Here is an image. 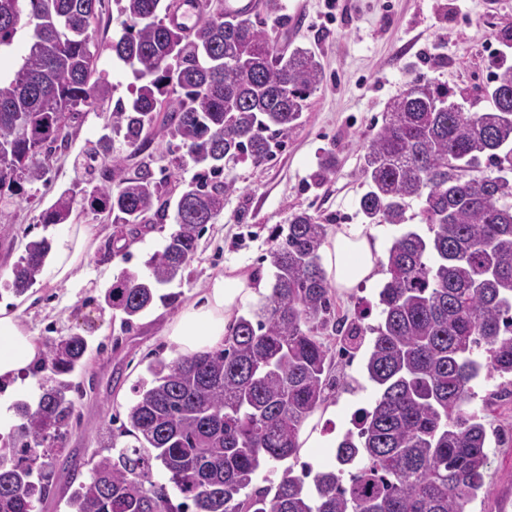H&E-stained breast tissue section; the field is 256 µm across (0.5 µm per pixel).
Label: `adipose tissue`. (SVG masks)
Segmentation results:
<instances>
[{
  "label": "adipose tissue",
  "mask_w": 512,
  "mask_h": 512,
  "mask_svg": "<svg viewBox=\"0 0 512 512\" xmlns=\"http://www.w3.org/2000/svg\"><path fill=\"white\" fill-rule=\"evenodd\" d=\"M95 244L92 225L68 224L65 246L51 251L46 258L51 283L77 278L83 257ZM321 255L331 285L342 290L377 281L386 262L373 231L358 224L329 233ZM255 295L252 275L242 267H229L167 323L165 333L184 355L220 348L242 306ZM42 362L43 348L24 323L19 309L1 306L0 385L14 388L22 374Z\"/></svg>",
  "instance_id": "adipose-tissue-1"
}]
</instances>
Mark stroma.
Here are the masks:
<instances>
[{
    "instance_id": "35a3bbf8",
    "label": "stroma",
    "mask_w": 512,
    "mask_h": 512,
    "mask_svg": "<svg viewBox=\"0 0 512 512\" xmlns=\"http://www.w3.org/2000/svg\"><path fill=\"white\" fill-rule=\"evenodd\" d=\"M257 18L266 22L275 50L307 48L322 63L324 78L307 100L303 123L282 148L262 165H238L231 175L236 189L224 198V210L206 225L195 260L181 280L168 285L177 294L171 305L161 303L136 320L121 325L118 312L101 308L103 294L114 277L132 269L147 274V261L163 249L175 228L173 217L156 221L149 233L139 234L129 256L118 254L121 225L75 202L73 212L93 225L98 240L82 262L76 280L49 284L38 276L27 295L32 302L21 315L40 342L73 332L89 338L83 364L70 379L83 397L77 403L80 426L67 431L64 455L81 464L82 476L105 452L109 432L119 431L134 401L132 387L147 375L155 358L176 356L164 336L168 320L208 287L212 278L232 264L244 265L256 283L258 299L273 281L268 258L269 235L287 224L291 213L305 210L330 230L363 223L358 206L367 185L361 176L364 147L384 122L387 107L411 82L429 79L447 86L452 100L467 112L485 111V95L500 64L512 65V48L501 33L512 29V0H264ZM109 115L86 112L73 132L65 155L53 163L47 200L79 184L84 171L76 167L86 147L105 132ZM148 149L153 172L169 170L172 184L187 182L197 169L185 148L161 125L151 130ZM331 169H324V162ZM12 221L0 226V304L13 302L6 284L27 243L41 238L53 247L64 245L67 227L43 224L37 203L16 200ZM380 283L334 291L336 314L377 325ZM336 389L329 411L317 428L320 447L304 449L301 459L314 470L336 464L335 449L352 429L354 414L373 404L377 388L365 370L364 353L338 356L333 369ZM499 378H482L474 385L471 410L483 414L499 434L512 431V399L497 398ZM490 465L485 487L470 512H512V444L489 442Z\"/></svg>"
}]
</instances>
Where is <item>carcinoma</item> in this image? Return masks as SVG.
<instances>
[{
  "label": "carcinoma",
  "mask_w": 512,
  "mask_h": 512,
  "mask_svg": "<svg viewBox=\"0 0 512 512\" xmlns=\"http://www.w3.org/2000/svg\"><path fill=\"white\" fill-rule=\"evenodd\" d=\"M20 2L0 0V51L20 23L32 27L21 65L0 79V224L10 223L4 196L47 184L52 156L113 90L88 35L102 0H28L25 15ZM117 2L126 23L110 49L140 86L130 105L115 104L111 134L77 161L89 175L82 200L132 233L170 210L176 225L147 275L124 272L105 291L106 306L131 327L196 257L201 231L236 189L228 172L261 165L299 126L323 68L308 49L275 52L247 15L219 10L188 40L167 22L164 0ZM450 96L432 81L410 84L365 148L367 222L401 226L416 201L427 227L400 233L388 250L380 322L336 318L321 257L328 225L292 213L287 228L272 230L266 302L239 317L223 348L151 361L119 429L129 441L109 442L83 481L75 464L63 466L70 512H468L489 468L485 417L468 410L473 384L497 375L506 379L499 397H512V65L495 74L486 111L465 112ZM158 121L200 167L175 196L148 162L125 175ZM76 192H61L42 223H68ZM49 250L45 238L29 242L8 289L25 294ZM328 329L348 355L373 334L372 409L339 442L336 467L307 484L290 465L278 484L252 494L261 466L298 460L305 423L331 397ZM87 351L80 333L47 343L34 375L51 376L38 380L37 403L12 405L15 424L0 434V512H40L55 492L48 437L62 440L80 421L68 375Z\"/></svg>",
  "instance_id": "1"
}]
</instances>
